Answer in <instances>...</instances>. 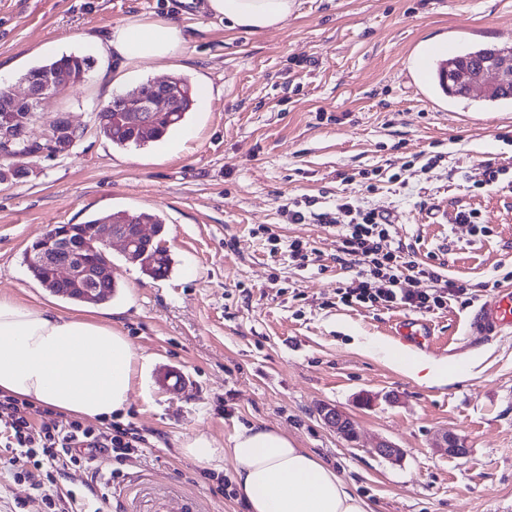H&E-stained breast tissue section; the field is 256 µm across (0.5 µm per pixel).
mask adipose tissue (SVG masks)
Here are the masks:
<instances>
[{"mask_svg": "<svg viewBox=\"0 0 512 512\" xmlns=\"http://www.w3.org/2000/svg\"><path fill=\"white\" fill-rule=\"evenodd\" d=\"M298 0H206L205 10L230 27L260 34L287 23ZM183 41L172 21L116 27L101 50L127 61L163 60ZM147 359L111 326L52 306L0 296V392L79 417L124 410ZM180 455L205 470L234 465L248 512H373L323 459L280 430L242 428L231 448L197 435Z\"/></svg>", "mask_w": 512, "mask_h": 512, "instance_id": "obj_1", "label": "adipose tissue"}]
</instances>
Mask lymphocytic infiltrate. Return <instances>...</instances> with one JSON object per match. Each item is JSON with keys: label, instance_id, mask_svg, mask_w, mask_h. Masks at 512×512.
I'll return each mask as SVG.
<instances>
[{"label": "lymphocytic infiltrate", "instance_id": "f902f5d3", "mask_svg": "<svg viewBox=\"0 0 512 512\" xmlns=\"http://www.w3.org/2000/svg\"><path fill=\"white\" fill-rule=\"evenodd\" d=\"M312 205L309 199L294 203L288 211V221L302 224L314 218L336 225L338 250L349 257L355 272L354 285L336 290L343 304L402 307L425 315L446 308L450 298L466 294L465 285L441 278L403 246L389 245V216L345 197L337 200L332 213L314 212ZM404 278L415 280V287H401ZM0 409L7 412L0 419V446L19 449V457L10 458V465H18L23 458L32 460L33 469L27 477L32 486L44 490L49 512L78 509L75 493H51L57 475L88 466L100 450L107 451L116 462H123L145 443L143 436L117 423L104 428L72 419L51 426L35 425L31 404L10 395L0 394Z\"/></svg>", "mask_w": 512, "mask_h": 512}]
</instances>
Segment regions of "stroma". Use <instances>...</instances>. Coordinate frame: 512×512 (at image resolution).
Masks as SVG:
<instances>
[{
  "label": "stroma",
  "instance_id": "1",
  "mask_svg": "<svg viewBox=\"0 0 512 512\" xmlns=\"http://www.w3.org/2000/svg\"><path fill=\"white\" fill-rule=\"evenodd\" d=\"M299 2L282 28L252 34L202 0H0V90L23 95L24 74L63 54L94 60L27 129L44 140L66 114L84 131L75 150L5 161L27 176L0 183V294L85 311L42 288L24 251L52 226L98 214H161L173 259L166 277L151 279L120 243L109 251L117 288L100 303L101 320L148 358L116 420L148 443L120 464L107 499L98 495L107 453L58 478L56 492H76L83 512H247L224 488L232 462L207 477L178 449L197 434L228 446L254 424L315 452L373 512H512V330L467 333L479 305L512 287V107H485L476 92L448 99L412 67L437 44L459 54L512 44V0ZM166 18L184 41L164 60L97 49L116 27ZM177 73L210 88L177 129L143 147L116 148L99 134L95 105ZM437 153L442 161L425 168ZM488 162L506 173L485 186ZM376 169L382 179L366 188L364 173ZM345 196L388 214L394 241L466 285L467 295L423 317L446 349L409 348L438 363L474 361L448 385L426 384L386 356L402 344L394 330L408 310L339 301L352 273L336 260L335 225L288 221L289 203L310 198L320 212ZM461 210L475 211L476 223H456ZM295 239L312 250L306 267L288 256ZM173 368L188 379L177 394L162 385ZM324 405L351 417L356 441L319 418ZM447 433L465 455L436 450ZM382 439L404 448L401 460L377 454ZM9 457L0 447V512H48Z\"/></svg>",
  "mask_w": 512,
  "mask_h": 512
}]
</instances>
